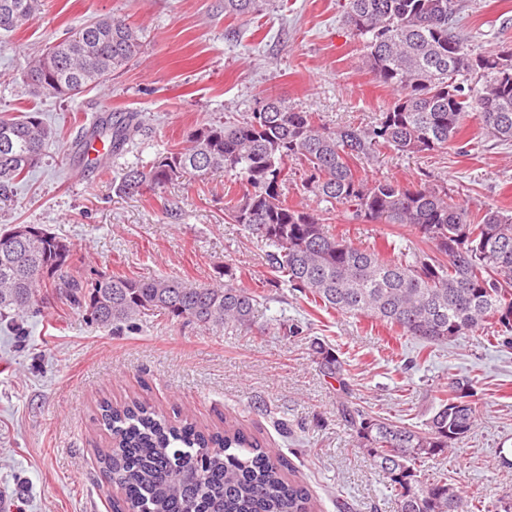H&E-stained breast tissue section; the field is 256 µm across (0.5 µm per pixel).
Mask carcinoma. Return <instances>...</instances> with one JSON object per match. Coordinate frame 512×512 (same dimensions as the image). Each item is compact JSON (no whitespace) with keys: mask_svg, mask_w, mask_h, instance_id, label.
Returning a JSON list of instances; mask_svg holds the SVG:
<instances>
[{"mask_svg":"<svg viewBox=\"0 0 512 512\" xmlns=\"http://www.w3.org/2000/svg\"><path fill=\"white\" fill-rule=\"evenodd\" d=\"M264 0H224V14L260 12ZM38 0H0V33L23 26ZM462 0H346L343 21L363 40L362 66L395 97L370 125L329 127L313 112L267 97L246 119L203 125L185 143L113 181L124 195H139L177 178H204L222 170L227 193L241 197L228 218L274 248L269 257L283 283L325 309L363 314L425 346L455 342L489 330L512 343V214L489 208L474 214L434 183L405 186L368 182L359 166L383 149L413 154L446 149L475 113L486 134L512 142V49L476 53L457 32ZM140 30L101 18L81 25L27 58L20 76L35 96L65 97L104 83L141 53ZM138 116L101 120L95 134L117 152L138 131ZM54 129L38 112L0 117V199L40 163ZM317 200L360 223L408 227L431 252L386 237L364 248L333 235L305 207L282 192L293 165ZM35 233L0 247V318L26 314L39 287L49 284L88 320L103 328L132 327L148 315L205 328L248 331L261 295L224 268L222 284L200 285L174 276L149 279L69 274L73 246L39 225ZM313 362L346 387V363L319 338ZM478 379L453 378L441 390L424 427L398 424L357 403L342 402L344 421L387 474L398 512H472L445 476L424 479L416 464L459 447L478 420ZM107 447L98 455L128 512H314L302 482L255 435L229 423L209 430L172 422L145 399L99 405Z\"/></svg>","mask_w":512,"mask_h":512,"instance_id":"carcinoma-1","label":"carcinoma"}]
</instances>
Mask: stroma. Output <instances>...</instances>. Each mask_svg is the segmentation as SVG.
I'll return each instance as SVG.
<instances>
[{
    "instance_id": "stroma-1",
    "label": "stroma",
    "mask_w": 512,
    "mask_h": 512,
    "mask_svg": "<svg viewBox=\"0 0 512 512\" xmlns=\"http://www.w3.org/2000/svg\"><path fill=\"white\" fill-rule=\"evenodd\" d=\"M344 0H266L245 18L224 0H41L17 31L0 35V114L41 113L57 131L35 170L0 202V231L39 224L75 246L71 269L132 278L177 276L239 283L263 297L251 332L205 329L155 316L115 331L91 323L62 295L40 310L0 320V496L20 512H112L121 492L103 475L106 436L98 404L141 395L171 417L201 426L234 422L280 453L310 490L316 512H397L383 473L344 422V396L372 414L421 425L450 379L478 377L479 424L452 452L422 459L444 473L473 512L512 501V345L468 336L417 357V341L374 319L326 310L291 290L267 246L224 214L226 179L183 177L138 196L112 187L122 169L177 148L204 124L246 118L275 95L336 127L376 120L394 97L363 68L361 38L343 22ZM103 16L142 32L144 50L110 79L72 98H40L20 80L26 59ZM460 31L479 51L512 47V0H463ZM137 113L123 151L88 168L76 144L91 116ZM468 154L448 148L383 151L363 165L367 181L447 186L471 210L512 213V143L468 117ZM329 213V212H328ZM331 233L369 247L387 234L415 247L406 229L357 224L329 213ZM304 333L284 335L280 322ZM319 337L349 363L344 382L324 377L306 341Z\"/></svg>"
}]
</instances>
